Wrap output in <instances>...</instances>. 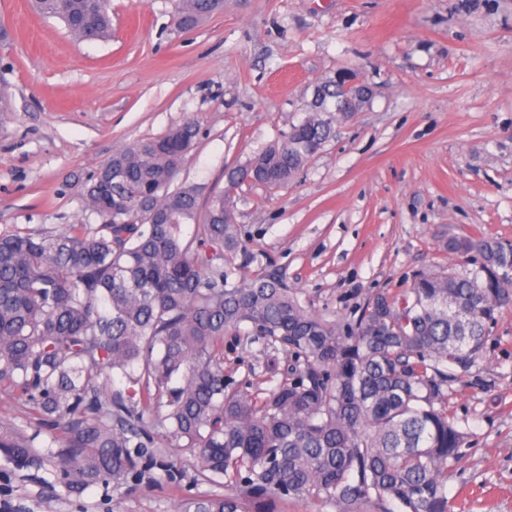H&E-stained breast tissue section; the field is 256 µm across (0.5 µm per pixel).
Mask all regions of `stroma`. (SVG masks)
<instances>
[{
  "mask_svg": "<svg viewBox=\"0 0 512 512\" xmlns=\"http://www.w3.org/2000/svg\"><path fill=\"white\" fill-rule=\"evenodd\" d=\"M112 36L79 42L28 0H0V231L78 222L85 181L122 146L186 121L200 133L180 180L224 186L226 168L280 141L318 85L354 72L373 97L283 188L244 185L237 221L319 312L358 316L416 271L464 269L442 234L512 243V0H224L195 27L174 0H111ZM261 343L224 339V371L257 383ZM449 409L467 434L448 480L453 512H512V306ZM146 473L75 497L50 472L0 461V512H179L223 492L177 451Z\"/></svg>",
  "mask_w": 512,
  "mask_h": 512,
  "instance_id": "obj_1",
  "label": "stroma"
}]
</instances>
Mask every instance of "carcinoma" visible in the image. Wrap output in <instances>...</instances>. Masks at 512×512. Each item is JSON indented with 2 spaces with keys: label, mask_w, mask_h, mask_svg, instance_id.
<instances>
[{
  "label": "carcinoma",
  "mask_w": 512,
  "mask_h": 512,
  "mask_svg": "<svg viewBox=\"0 0 512 512\" xmlns=\"http://www.w3.org/2000/svg\"><path fill=\"white\" fill-rule=\"evenodd\" d=\"M34 4L79 41L112 31L106 0ZM223 7L176 0L188 25ZM324 87V106L228 168L222 190L177 182L199 134L187 121L115 150L89 176L101 223L0 232V384L45 426L29 433L0 419V457L49 466L79 496L166 469L167 449L185 448L199 476L224 478V494L188 499L180 512H279L292 499L318 512H451L448 475L466 432L449 397L512 305V249L446 234L441 249L472 268L420 270L402 293L372 295L355 319L301 300L248 248L232 193L288 184L333 139L330 104L343 84ZM226 336L257 338L291 367L251 392L224 375ZM43 434L50 445L39 450Z\"/></svg>",
  "instance_id": "obj_1"
}]
</instances>
